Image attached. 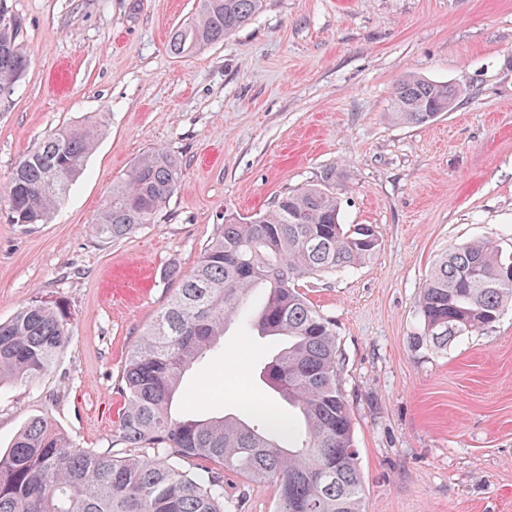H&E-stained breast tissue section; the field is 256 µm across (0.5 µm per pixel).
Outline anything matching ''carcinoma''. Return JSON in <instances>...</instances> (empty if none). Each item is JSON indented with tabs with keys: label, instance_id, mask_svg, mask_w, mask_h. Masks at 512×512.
Masks as SVG:
<instances>
[{
	"label": "carcinoma",
	"instance_id": "cac0c4a2",
	"mask_svg": "<svg viewBox=\"0 0 512 512\" xmlns=\"http://www.w3.org/2000/svg\"><path fill=\"white\" fill-rule=\"evenodd\" d=\"M264 0H197L174 30L169 50L185 57L224 42L249 24ZM19 27L0 23V89L15 84L29 60ZM460 91L405 75L393 86V116L423 125L448 111ZM97 130L65 126L25 156L8 191L7 222H46L82 173ZM183 176L181 162L155 149L112 185L89 230L120 240L155 223ZM336 170L277 198L263 214L224 212L194 270L179 281L128 356L119 382L124 411L118 437L153 457H116L75 446L53 424L30 420L0 452V512H239L243 500L224 473L274 485L278 512H362L363 483L353 419L340 380L333 321L311 306L296 282L364 264L379 246L371 224H344L334 192ZM512 305V254L493 239L443 254L417 302L425 335L442 348L492 326ZM236 321L264 337L284 339L263 378L277 398L244 402L234 385L216 394L197 388L200 414L179 417L171 404L188 369L224 352V330ZM58 302H35L0 321V382L33 383L50 371L70 337ZM242 416L224 414L225 401ZM186 460L205 465L189 473Z\"/></svg>",
	"mask_w": 512,
	"mask_h": 512
}]
</instances>
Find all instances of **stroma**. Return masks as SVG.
Instances as JSON below:
<instances>
[{"label": "stroma", "instance_id": "obj_1", "mask_svg": "<svg viewBox=\"0 0 512 512\" xmlns=\"http://www.w3.org/2000/svg\"><path fill=\"white\" fill-rule=\"evenodd\" d=\"M30 64L0 101V320L57 301L73 335L32 384H0V449L45 417L79 447L150 456L117 437L131 350L190 273L224 211L247 217L336 170L341 220L373 225L358 269L299 281L336 325L345 357L363 512H512V309L444 349L419 344L418 295L453 247H512V0H265L224 43L177 58L167 41L194 0H7ZM405 74L461 89L424 125L391 116ZM98 126L84 172L44 224L7 221L18 162L49 134ZM163 148L183 166L177 191L132 236L89 226L132 164ZM224 338V356L190 387L273 398L260 371L270 338Z\"/></svg>", "mask_w": 512, "mask_h": 512}]
</instances>
